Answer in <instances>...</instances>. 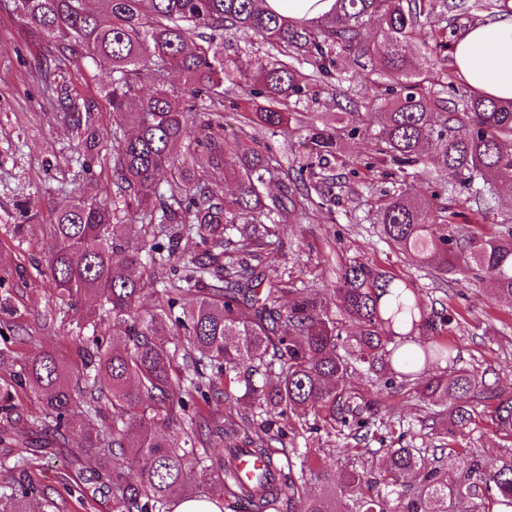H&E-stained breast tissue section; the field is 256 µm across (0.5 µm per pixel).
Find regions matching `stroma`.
Masks as SVG:
<instances>
[{"mask_svg": "<svg viewBox=\"0 0 512 512\" xmlns=\"http://www.w3.org/2000/svg\"><path fill=\"white\" fill-rule=\"evenodd\" d=\"M53 43L33 37L16 12L0 7V282L9 288L20 311L19 321L26 335L4 343L0 341V385L12 382L14 371L23 360L38 351L59 355L72 370L84 361L86 329L82 316L96 307V299L82 298L75 307L56 299L51 283L33 268V261L43 259L52 248L44 229L52 209L66 197L95 191L98 180L112 174V109L102 87L108 81L105 70L88 59L69 64L66 82L74 96L94 101L95 119L105 138L95 156L92 171H82L75 162L79 145L45 107L51 95V79L41 73L40 63L54 54ZM342 80L311 82L306 96L292 106L288 130L271 134L259 131L262 142L283 155L290 168L310 160L308 136L311 125L330 130L336 126L337 86H344L356 103H363L367 90L364 72L347 64ZM230 90L226 104L225 127L233 134L240 128L241 109L256 111L264 106V97L252 96L254 84L249 71L231 74L226 83ZM384 183L364 187L357 180L332 189L334 206L310 207L278 228L279 246L265 253L262 269L268 276L290 275L315 293L333 288L336 280L331 270L335 257L362 259L383 270L410 279L423 296L447 297L456 309L448 329V342L465 367L490 368L491 376L502 389L512 388V301L494 297L488 282L465 272L442 280L434 267L418 265L398 254L380 234L379 225L367 216L384 190ZM37 215L23 245H16L5 230L20 223L21 211ZM23 421H9L0 416V429L15 432L13 444L0 443V459L25 449L33 462V477L41 491L58 505V512H110L111 504L96 491L89 480L95 469L94 459H76L79 436L68 438L59 447L52 431L41 424V410L25 392H17ZM392 424L377 431L373 440L357 443L352 453H343L341 437L329 434L322 425L293 424L285 445L320 459L323 468L340 473L351 467H370L374 449L398 440L394 424L403 418L423 419L425 411L410 395L388 400L384 409ZM465 447L480 449L487 468L498 465L504 448L512 439L497 432L487 421L472 426L464 440Z\"/></svg>", "mask_w": 512, "mask_h": 512, "instance_id": "obj_1", "label": "stroma"}]
</instances>
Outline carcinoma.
Wrapping results in <instances>:
<instances>
[{"label": "carcinoma", "instance_id": "1", "mask_svg": "<svg viewBox=\"0 0 512 512\" xmlns=\"http://www.w3.org/2000/svg\"><path fill=\"white\" fill-rule=\"evenodd\" d=\"M22 22L55 43V68L89 58L106 70L103 87L112 108V176L93 196H72L54 208L46 225L53 247L45 256L57 298L96 296L100 308L83 317L92 328L86 339L82 374L55 354L40 351L13 374L14 386L38 400L62 440L79 433L83 454L96 456L112 512H171L175 500L196 497L185 486L191 463L208 476L204 497L224 501L228 491L247 501L251 512H281L284 501L306 500L303 512H495L512 508V448L493 470L481 455L458 448L453 439L475 423L476 406L491 408L490 420L512 437V390L486 380L487 371L457 366L444 340L455 317L442 301H427L407 278L391 275L361 259L338 264L332 303L296 287L290 278L262 277L263 251L276 245L278 226L310 205L330 203L303 192L316 178L318 163L285 169L256 135L224 136V62L215 38L235 30L272 47H287L310 58L321 77L332 76L347 59L366 58L373 73L392 80V96L382 113L376 155L369 172L391 178L373 223L398 253L438 264L445 276L477 270L497 297L512 300V224L492 236L456 226L458 212L448 196L471 192L477 211H494L499 197L512 196V102L474 94L447 74V33L423 38L424 19L434 0H336L332 14L317 20L288 21L268 13L256 0H14ZM212 31L203 43L190 42L196 26ZM369 25L379 40L366 44ZM420 44L427 68L412 61ZM253 82L269 106L246 117L268 130L288 127L289 100L303 93L294 66L259 62ZM182 78V89L167 86L168 72ZM154 90L143 93V74ZM61 123L84 144L91 158L100 141L94 105L55 87ZM206 116L201 137L187 140L188 121ZM355 113L339 112L340 131L312 133L313 150L324 159L355 138ZM441 158L435 186L405 183L408 170L430 156ZM232 180L236 192L224 193ZM280 195L265 194L272 181ZM196 239L197 251L176 255L183 238ZM135 238L148 246L149 263L128 246ZM157 291L161 304L142 316L144 291ZM335 313H330V307ZM123 327L115 338L98 330V316ZM16 314L9 290L0 293V338L20 336L8 323ZM356 326L357 335L349 332ZM184 331L171 346L161 337ZM444 362L449 375L430 372ZM356 368L383 369L388 394L414 395L425 408L448 413V426L433 433L432 459L410 444L378 448L375 469L321 473L325 490L310 493L306 471L313 463L296 457L283 467L284 427L311 419L339 423L361 442L375 434L376 415L361 395L348 393L344 379ZM244 398L256 411L242 423L223 424ZM8 387L0 388V414L17 406ZM107 423L99 430L94 420ZM235 435L265 469L249 485L236 483V448L209 453V446ZM140 463L131 473L125 462ZM18 474L0 488V512H48L54 507L28 478L22 452L0 464ZM411 475L415 484L400 479ZM349 492L353 505L336 496Z\"/></svg>", "mask_w": 512, "mask_h": 512}]
</instances>
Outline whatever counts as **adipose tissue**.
Returning <instances> with one entry per match:
<instances>
[{"label":"adipose tissue","mask_w":512,"mask_h":512,"mask_svg":"<svg viewBox=\"0 0 512 512\" xmlns=\"http://www.w3.org/2000/svg\"><path fill=\"white\" fill-rule=\"evenodd\" d=\"M453 64L472 90L512 100V12L471 26L455 46Z\"/></svg>","instance_id":"obj_1"}]
</instances>
